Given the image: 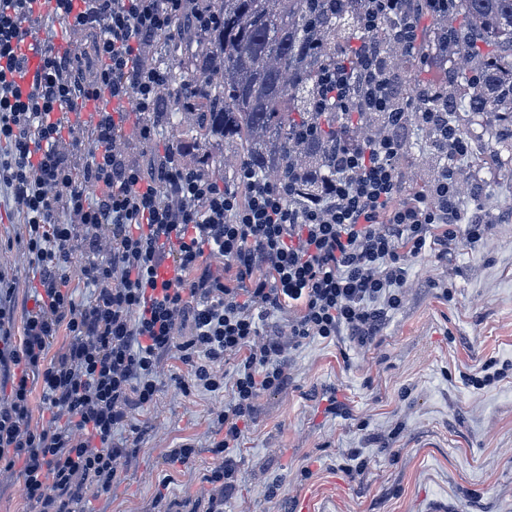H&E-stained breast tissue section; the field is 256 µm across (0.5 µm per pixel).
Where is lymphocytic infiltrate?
I'll return each mask as SVG.
<instances>
[{
    "instance_id": "f902f5d3",
    "label": "lymphocytic infiltrate",
    "mask_w": 512,
    "mask_h": 512,
    "mask_svg": "<svg viewBox=\"0 0 512 512\" xmlns=\"http://www.w3.org/2000/svg\"><path fill=\"white\" fill-rule=\"evenodd\" d=\"M191 5L0 0V199L19 207L36 279L17 346L5 327L13 288L0 279V374L10 384L0 401V469H18L31 512H82L87 495H111L137 452L134 413L155 403L162 362L174 351L189 370L180 391L230 392L210 417L213 492L191 510L224 512L239 475L233 450L259 398L287 386L289 347L344 336L366 349L402 304L405 256L436 246L448 252L463 237L475 244L492 229L485 215L461 206L455 165L472 145L444 112L394 116L440 138L438 183L428 197L400 199L391 164L400 146L386 135L341 137L336 167L350 178L314 201L243 166L241 194L193 170L157 118L170 68L144 53L174 38ZM29 18L49 36L42 72L27 84ZM86 31L90 53L55 44ZM354 80L367 84L366 110H387L385 82H369L362 70L338 69L328 91L342 98ZM105 97L112 111L89 121L88 140H72L85 157L74 168L60 150L69 131L63 115ZM129 124L154 148L136 162L116 148ZM210 256L223 268L208 265ZM74 263L88 299L70 287ZM164 271L171 279H161ZM286 309L295 312L287 325L269 324ZM62 330L69 342L49 356ZM230 354L239 361L229 377L222 365ZM36 387L49 415L38 428L29 421ZM125 427L132 439L116 442Z\"/></svg>"
}]
</instances>
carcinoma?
<instances>
[{"mask_svg":"<svg viewBox=\"0 0 512 512\" xmlns=\"http://www.w3.org/2000/svg\"><path fill=\"white\" fill-rule=\"evenodd\" d=\"M366 0H202L197 8L221 25L201 30L188 20L177 43L154 45L171 63L161 92L162 120L187 162L235 186L242 164L310 196L336 182L341 132L391 131L386 112L362 110L351 84L338 104L324 81L338 66H358L357 45L372 37L381 52L371 69L401 80L398 103L421 112L450 104L451 122L467 140L491 138L471 154L479 168L512 166V0H405L423 20L413 52L396 47L394 19L362 25ZM450 67H445L446 62ZM221 75L217 90L192 101L185 84ZM433 181L400 179L409 197Z\"/></svg>","mask_w":512,"mask_h":512,"instance_id":"carcinoma-1","label":"carcinoma"}]
</instances>
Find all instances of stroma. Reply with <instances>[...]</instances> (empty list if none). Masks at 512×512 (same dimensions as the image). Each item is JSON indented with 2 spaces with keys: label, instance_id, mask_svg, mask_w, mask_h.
<instances>
[{
  "label": "stroma",
  "instance_id": "obj_1",
  "mask_svg": "<svg viewBox=\"0 0 512 512\" xmlns=\"http://www.w3.org/2000/svg\"><path fill=\"white\" fill-rule=\"evenodd\" d=\"M480 184L465 208L493 223L478 244L460 240L442 256L406 257L403 301L368 349L347 338L305 340L290 352L287 387L263 395L236 450L239 482L224 512H512V375L485 389L466 382L486 361L512 363V168L462 170ZM15 205L0 206V274L15 284L9 327L23 334L31 274L18 244ZM447 281V292L432 280ZM155 406L140 413L146 430L111 498H88V512H140L169 467L166 449L191 439L201 452L168 489L171 501L207 499L215 461L205 448L209 413L224 393L182 394L187 368L163 364ZM336 398L337 414L326 413ZM370 462L346 471L349 449ZM279 484V499L265 495Z\"/></svg>",
  "mask_w": 512,
  "mask_h": 512
}]
</instances>
